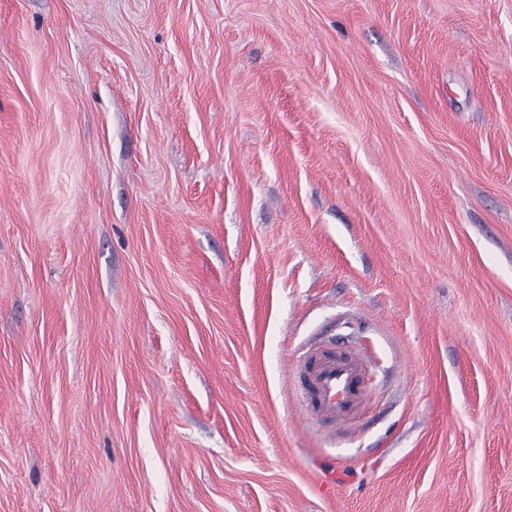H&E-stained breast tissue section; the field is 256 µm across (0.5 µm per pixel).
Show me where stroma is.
I'll return each instance as SVG.
<instances>
[{
	"label": "stroma",
	"mask_w": 512,
	"mask_h": 512,
	"mask_svg": "<svg viewBox=\"0 0 512 512\" xmlns=\"http://www.w3.org/2000/svg\"><path fill=\"white\" fill-rule=\"evenodd\" d=\"M0 512H512V0H0ZM362 358L353 353L316 347L297 367L292 391L303 414L331 425H343L368 397Z\"/></svg>",
	"instance_id": "1"
}]
</instances>
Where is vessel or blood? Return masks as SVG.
<instances>
[{"instance_id":"obj_1","label":"vessel or blood","mask_w":512,"mask_h":512,"mask_svg":"<svg viewBox=\"0 0 512 512\" xmlns=\"http://www.w3.org/2000/svg\"><path fill=\"white\" fill-rule=\"evenodd\" d=\"M292 391L305 416L346 424L368 397L363 360L350 351L314 348L297 368Z\"/></svg>"}]
</instances>
